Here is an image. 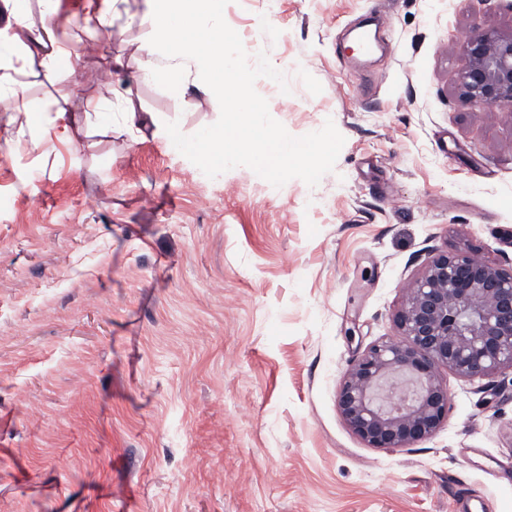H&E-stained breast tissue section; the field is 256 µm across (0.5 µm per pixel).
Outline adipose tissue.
I'll return each mask as SVG.
<instances>
[{"label":"adipose tissue","instance_id":"1","mask_svg":"<svg viewBox=\"0 0 512 512\" xmlns=\"http://www.w3.org/2000/svg\"><path fill=\"white\" fill-rule=\"evenodd\" d=\"M150 8L143 20L151 28V37L140 53L138 69L143 75L156 70L158 55H166L173 72L180 73L189 68L206 72L219 71L232 80L236 72L230 63L231 47L214 37L215 30L210 20L219 14V0H148ZM191 14L198 20L197 31L188 38L174 41L173 30L176 19ZM58 21L47 15L41 19L40 30H31L28 16L22 9H12L7 19L5 34L0 35V94L9 93L18 104L26 102V78L33 66L53 69L59 66L68 49L55 40ZM32 31L37 44L53 41L54 48L41 57L20 54L16 46L21 33Z\"/></svg>","mask_w":512,"mask_h":512}]
</instances>
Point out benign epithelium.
Wrapping results in <instances>:
<instances>
[{"label": "benign epithelium", "instance_id": "obj_1", "mask_svg": "<svg viewBox=\"0 0 512 512\" xmlns=\"http://www.w3.org/2000/svg\"><path fill=\"white\" fill-rule=\"evenodd\" d=\"M464 52L462 95L512 112V33L473 29ZM395 324L400 339L365 350L338 393L341 415L371 448H404L441 428L449 395L439 369L467 379L512 369V265L435 255L408 284Z\"/></svg>", "mask_w": 512, "mask_h": 512}]
</instances>
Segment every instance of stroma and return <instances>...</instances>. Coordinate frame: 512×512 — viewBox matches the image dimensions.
<instances>
[{"label":"stroma","mask_w":512,"mask_h":512,"mask_svg":"<svg viewBox=\"0 0 512 512\" xmlns=\"http://www.w3.org/2000/svg\"><path fill=\"white\" fill-rule=\"evenodd\" d=\"M120 0L111 37L73 69L35 68L0 154V512H457L466 485L512 512V371L444 373L448 418L371 448L337 396L395 338L408 283L443 251L512 264V112L466 101L473 25L512 32V0H230L226 23L274 81L256 91L294 136L345 143L316 187L246 167L217 178L156 138L220 108L172 88L169 62L101 83L150 37ZM380 21V54L347 38ZM112 115L65 136L56 108ZM146 123L123 124L125 109Z\"/></svg>","instance_id":"obj_1"}]
</instances>
